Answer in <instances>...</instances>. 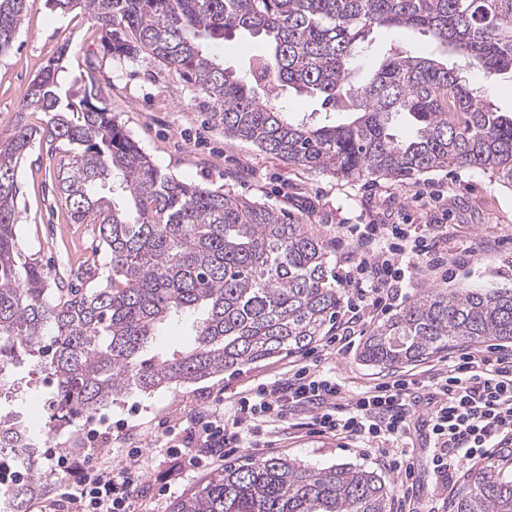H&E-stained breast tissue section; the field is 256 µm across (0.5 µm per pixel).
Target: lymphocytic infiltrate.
<instances>
[{
    "instance_id": "lymphocytic-infiltrate-1",
    "label": "lymphocytic infiltrate",
    "mask_w": 512,
    "mask_h": 512,
    "mask_svg": "<svg viewBox=\"0 0 512 512\" xmlns=\"http://www.w3.org/2000/svg\"><path fill=\"white\" fill-rule=\"evenodd\" d=\"M361 259L348 271L345 284L360 299L390 309L405 282V265L433 271L447 265L432 237L411 236L403 224H375L354 241ZM422 383L408 375L377 384L374 390L349 396L334 376L295 365L287 376L261 385L237 401L239 419L226 421L214 407L192 419L183 430L182 446L190 467L215 464L243 448L244 423L253 429L278 421L285 408L312 412L319 433H329L385 451L410 431ZM428 396V438L434 448L435 476L452 479L464 463L487 459L500 450L512 453V348L492 354L461 351L436 368ZM140 449L127 453L124 464L97 448L49 450L54 469L69 475L61 498L70 512H135L132 487L140 473Z\"/></svg>"
}]
</instances>
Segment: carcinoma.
I'll use <instances>...</instances> for the list:
<instances>
[{
	"mask_svg": "<svg viewBox=\"0 0 512 512\" xmlns=\"http://www.w3.org/2000/svg\"><path fill=\"white\" fill-rule=\"evenodd\" d=\"M36 0H0V55ZM82 10L119 63L144 54L205 93L210 120L289 162L341 178L406 182L450 166L512 189V112L474 92L466 74H512V0H44ZM376 28L418 32L441 49L412 56L389 48L362 77L358 61ZM246 32L268 50L245 73L214 50ZM66 49L31 81L20 119L0 136V390L22 361L52 376L48 423L68 427L133 391L197 383L298 353L333 328L342 298L331 285V250L300 215L158 168L84 94L60 83ZM318 98L336 123L296 120L278 105L284 88ZM67 147L53 181L73 224L99 225L105 281L88 269L50 274L19 245L16 164L34 140ZM193 318V345L143 357L157 325ZM512 339V288L433 289L377 325L359 358L373 366L417 362L457 343ZM40 456L20 466L0 447L9 512H28L51 484ZM388 486L351 464L305 466L284 457L230 461L170 512H386ZM449 512H512V475L468 471Z\"/></svg>",
	"mask_w": 512,
	"mask_h": 512,
	"instance_id": "obj_1",
	"label": "carcinoma"
}]
</instances>
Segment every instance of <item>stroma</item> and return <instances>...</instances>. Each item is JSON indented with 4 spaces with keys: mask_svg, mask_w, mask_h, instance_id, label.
Returning a JSON list of instances; mask_svg holds the SVG:
<instances>
[{
    "mask_svg": "<svg viewBox=\"0 0 512 512\" xmlns=\"http://www.w3.org/2000/svg\"><path fill=\"white\" fill-rule=\"evenodd\" d=\"M56 56L63 59L62 80L67 85L86 61H93L99 99L163 172L302 213L330 241L337 281H344L357 262L347 231L368 224H430L448 252V272L433 275L408 268L411 285L404 291V301L428 289L512 288V191L489 175L451 166L404 184L371 177L343 179L288 163L250 142L225 137L209 119L208 97L191 91L149 58L117 64L103 52L100 29L78 10L63 16L36 5L11 49L0 55V133L9 132L28 84ZM69 160L65 149L52 150L37 142L19 161V244L49 272L75 268L93 258L95 274L102 277L106 255L98 250L97 225L71 223L65 199L51 180L53 171ZM311 350L318 370L335 375L350 395L393 376L426 371L443 359L438 353L415 363L373 367L360 360L358 350L337 351L325 336ZM291 364V358H274L235 376L133 393L113 404L112 435L98 437L95 445L109 449L116 461L129 449H141L145 462L135 506L140 512H169L177 498L214 471L205 465L182 474L171 472L170 447L178 442L180 427L219 401L225 418H233L239 396L287 374ZM308 420L307 411L287 412L272 433L251 438L239 459L285 456L318 468L361 466L388 484L387 512H429L432 501L444 504L452 495L453 486L437 481L432 472L431 450L421 425L410 440L414 468L408 480L378 452L316 433Z\"/></svg>",
    "mask_w": 512,
    "mask_h": 512,
    "instance_id": "1",
    "label": "stroma"
}]
</instances>
